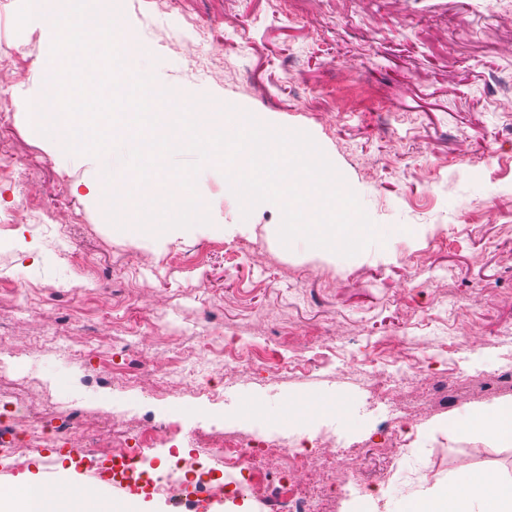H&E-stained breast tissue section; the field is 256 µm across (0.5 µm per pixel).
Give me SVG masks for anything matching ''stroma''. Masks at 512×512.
Returning a JSON list of instances; mask_svg holds the SVG:
<instances>
[{
    "mask_svg": "<svg viewBox=\"0 0 512 512\" xmlns=\"http://www.w3.org/2000/svg\"><path fill=\"white\" fill-rule=\"evenodd\" d=\"M150 49L155 85L261 123L307 132L382 229V242L345 257L283 245L273 203L243 215L222 167L205 163L197 195L211 222L184 237L116 227L87 198L104 158L70 154L36 131L43 120L52 34L45 0H0V150L32 177L0 185V360L28 378L25 398L45 425L72 408L89 422L175 432L181 456L201 437H268L333 430L338 465L301 477L339 486L338 512L403 508L448 486L458 457L512 479V441L456 431L474 411L512 406V382L488 392L487 375L512 369V0H96ZM51 210L67 238L33 229ZM24 289L33 312L17 307ZM240 339L266 372L186 376L157 395L151 375L122 387L111 353L69 361L43 340L68 326L102 341L139 328L149 367L181 366L208 317ZM465 337L449 354L438 337ZM424 346L449 376L404 396L412 442L400 458L380 445L391 419L365 378L393 344ZM219 400H212V393ZM350 401L347 414L281 426L288 401ZM259 403L260 420L240 418ZM389 471L388 484H374Z\"/></svg>",
    "mask_w": 512,
    "mask_h": 512,
    "instance_id": "1",
    "label": "stroma"
}]
</instances>
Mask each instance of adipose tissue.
<instances>
[{
    "label": "adipose tissue",
    "instance_id": "adipose-tissue-1",
    "mask_svg": "<svg viewBox=\"0 0 512 512\" xmlns=\"http://www.w3.org/2000/svg\"><path fill=\"white\" fill-rule=\"evenodd\" d=\"M25 502L43 504L46 512H74L76 504L64 488L50 492L25 488L0 492V512H20ZM408 512H512V482L491 486L477 471L459 469L452 474L445 491L412 505Z\"/></svg>",
    "mask_w": 512,
    "mask_h": 512
}]
</instances>
